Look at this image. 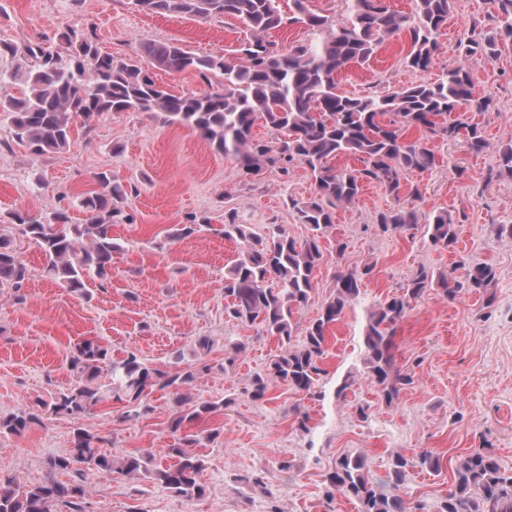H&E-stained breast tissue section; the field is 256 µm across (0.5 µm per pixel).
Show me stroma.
Instances as JSON below:
<instances>
[{"instance_id":"obj_1","label":"stroma","mask_w":512,"mask_h":512,"mask_svg":"<svg viewBox=\"0 0 512 512\" xmlns=\"http://www.w3.org/2000/svg\"><path fill=\"white\" fill-rule=\"evenodd\" d=\"M490 9V0H455L439 54L427 71L404 65L407 40L399 36L385 42L369 63L342 71L340 90L361 95L434 81L455 60L462 30ZM75 26L93 28L99 47L122 57L134 55L141 42L172 38L195 54L220 55L247 32L230 16L205 21L148 15L135 11L129 0H0V38L33 40ZM475 92L495 101L491 110L472 115L488 139L487 150L476 156L462 143L436 137L429 142L435 167L404 174L421 193L416 209L445 208L456 216L455 251L432 247L420 233L376 234L374 216L394 205L377 184H366L356 203L336 211L302 321L320 315L340 272L367 265L373 271L364 280L361 303L349 307L329 333L323 399L268 376L277 340L225 316L224 272L240 250L238 243L206 232L173 245L165 242L172 225L203 217L220 224L232 212L256 235L278 227L303 240L308 228L298 222L291 203L314 192L304 166L286 175L270 169L259 178H243L233 161L198 134L165 123L155 112H112L88 127L75 123L69 150L44 156L18 144L4 149L10 133L1 124L0 228L10 231L29 275L21 290H0V416L74 386L67 357L81 339L99 340L117 357L138 352L163 368L177 351L192 363L195 342L205 336L213 343L206 358L210 369L197 375L188 393L195 400L227 404L191 426L201 436L190 450L207 462L208 494L186 500L143 480L101 474L88 480L89 512H128L136 503L144 512H266L265 497L248 482L260 470L280 512H355L347 498L339 495L329 503L323 496L338 457H363L370 475L382 480L391 455L421 450L440 456L442 468L409 471L402 490L423 505V512H438L454 465L471 449H489L500 468L511 471L512 238L498 236L497 230L512 224V177L493 178L489 172L499 146L512 140V43H503L496 57L476 66ZM102 172L136 186L124 202L134 221L113 226L122 250L112 276L87 280L85 298L47 276L38 246L12 230L10 214L65 207L73 223H85L79 198L97 189ZM340 241L346 245L341 254L335 248ZM461 257L492 264V287L454 300L431 291L413 303L397 328L395 362L414 382L394 405L383 404L363 374L361 331L369 306L400 293L416 268L449 274ZM230 339L242 340L248 349L228 369L224 345ZM258 375L268 383L260 401L251 387ZM347 375L353 383L346 398H334L333 387ZM148 403V412L136 419H122L121 403L105 399L84 415L54 416L19 435L2 433L0 476L23 484L43 481L48 459L65 454L79 428L103 438L114 459L142 453L167 463L173 443L168 424L176 406L162 391L150 394ZM360 404L369 406V421L358 418ZM299 410L310 415L312 433L298 429ZM283 460L291 462L290 470H280Z\"/></svg>"}]
</instances>
